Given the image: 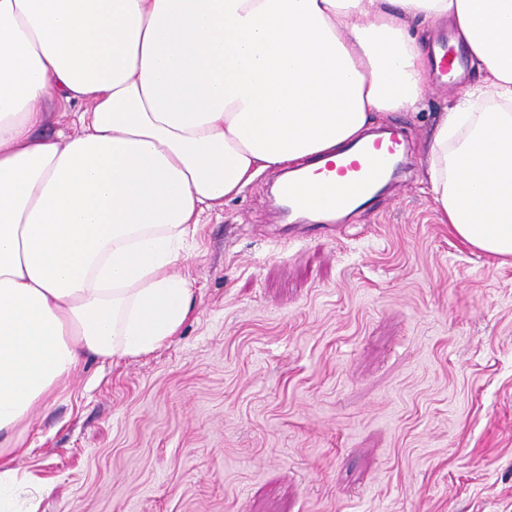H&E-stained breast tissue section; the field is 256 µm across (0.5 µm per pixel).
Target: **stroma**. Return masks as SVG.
Here are the masks:
<instances>
[{"label": "stroma", "mask_w": 512, "mask_h": 512, "mask_svg": "<svg viewBox=\"0 0 512 512\" xmlns=\"http://www.w3.org/2000/svg\"><path fill=\"white\" fill-rule=\"evenodd\" d=\"M461 90L381 119L404 173L369 209L286 221L267 171L204 213L180 335L88 361L35 416L38 512H512V265L426 186Z\"/></svg>", "instance_id": "stroma-1"}]
</instances>
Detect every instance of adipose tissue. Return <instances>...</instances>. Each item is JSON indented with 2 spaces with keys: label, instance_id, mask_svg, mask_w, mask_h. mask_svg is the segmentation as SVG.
Segmentation results:
<instances>
[{
  "label": "adipose tissue",
  "instance_id": "1",
  "mask_svg": "<svg viewBox=\"0 0 512 512\" xmlns=\"http://www.w3.org/2000/svg\"><path fill=\"white\" fill-rule=\"evenodd\" d=\"M475 80L429 143L441 223L512 264V0H0V512L32 414L178 336L204 212L419 111L430 27ZM70 134L45 135L52 111Z\"/></svg>",
  "mask_w": 512,
  "mask_h": 512
}]
</instances>
